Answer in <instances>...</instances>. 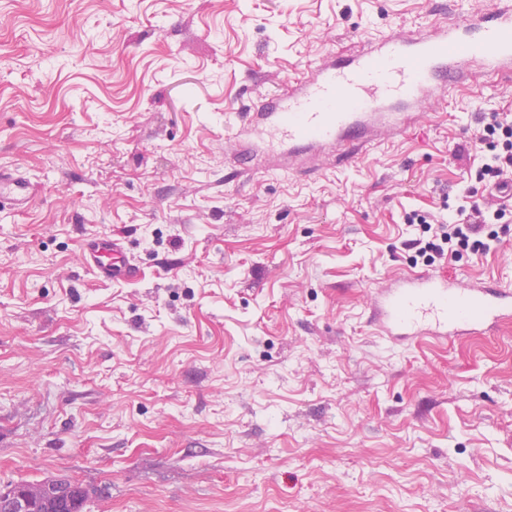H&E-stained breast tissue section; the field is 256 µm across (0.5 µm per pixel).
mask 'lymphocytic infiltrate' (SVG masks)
Listing matches in <instances>:
<instances>
[{
    "instance_id": "lymphocytic-infiltrate-1",
    "label": "lymphocytic infiltrate",
    "mask_w": 512,
    "mask_h": 512,
    "mask_svg": "<svg viewBox=\"0 0 512 512\" xmlns=\"http://www.w3.org/2000/svg\"><path fill=\"white\" fill-rule=\"evenodd\" d=\"M479 142V160L469 167L459 203L450 208L447 218L430 219L415 211L405 217L406 223L419 225L423 232L412 244L424 262L454 257L463 251L476 255L494 252L500 242L498 225L512 223L511 209L488 210L477 199L479 190L505 188L512 178V116L497 111L484 113Z\"/></svg>"
}]
</instances>
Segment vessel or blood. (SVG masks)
Segmentation results:
<instances>
[{
	"label": "vessel or blood",
	"mask_w": 512,
	"mask_h": 512,
	"mask_svg": "<svg viewBox=\"0 0 512 512\" xmlns=\"http://www.w3.org/2000/svg\"><path fill=\"white\" fill-rule=\"evenodd\" d=\"M511 74L512 0H493L482 10L370 40L354 56H326L304 77L258 96L248 126L236 132L237 159L247 171L265 164L304 172L322 159L346 165L376 137L405 132L464 85ZM33 196L24 173L0 170V203L22 209ZM81 258L104 280L139 275L112 234L85 239ZM371 309L380 333L400 343L485 334L512 321V289L424 270L375 289Z\"/></svg>",
	"instance_id": "obj_1"
}]
</instances>
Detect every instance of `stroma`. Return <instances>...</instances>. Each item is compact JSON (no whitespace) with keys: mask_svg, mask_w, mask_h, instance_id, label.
Instances as JSON below:
<instances>
[{"mask_svg":"<svg viewBox=\"0 0 512 512\" xmlns=\"http://www.w3.org/2000/svg\"><path fill=\"white\" fill-rule=\"evenodd\" d=\"M487 0H0V486L90 512H512V324L396 343L370 297L417 269L455 144L512 77L452 93L350 166L241 171L259 93ZM141 270L102 281L86 238ZM434 270L512 287V228ZM34 190L29 179L18 169L0 170V203L9 202L15 209L29 205ZM8 483L4 488H11L12 493L9 496L0 497L1 505L5 509L3 512H31L33 493L35 489L30 490L28 486L18 487L20 485H29L32 487L58 486L64 487L66 492L56 499L57 491L54 489L46 490L35 503L34 512H84L89 502V493L80 486L72 484L66 479H54L42 482L40 484L29 483ZM14 485V486H13ZM18 487V488H17Z\"/></svg>","mask_w":512,"mask_h":512,"instance_id":"stroma-1","label":"stroma"}]
</instances>
